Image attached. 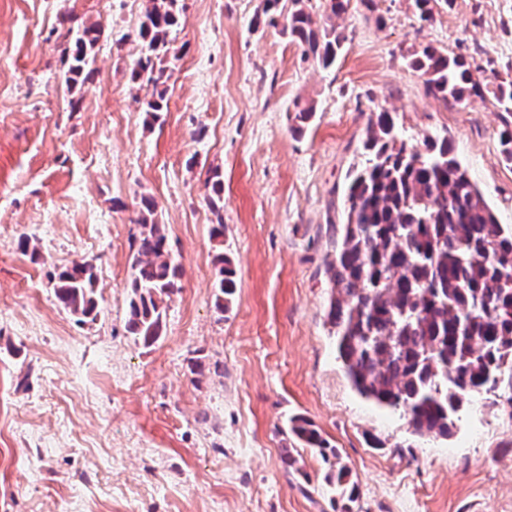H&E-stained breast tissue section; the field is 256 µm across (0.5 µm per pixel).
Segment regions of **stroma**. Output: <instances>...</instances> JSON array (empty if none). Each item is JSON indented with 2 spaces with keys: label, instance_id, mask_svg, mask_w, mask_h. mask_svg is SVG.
Returning <instances> with one entry per match:
<instances>
[{
  "label": "stroma",
  "instance_id": "stroma-1",
  "mask_svg": "<svg viewBox=\"0 0 512 512\" xmlns=\"http://www.w3.org/2000/svg\"><path fill=\"white\" fill-rule=\"evenodd\" d=\"M181 3L168 110L155 119L153 87L129 80L146 0H0V512H342L328 464L291 436L294 416L348 468L352 512H512V421L480 399L452 437L412 434L352 388L327 320L345 174L372 113L391 112L407 145L448 139L512 225L504 114L489 89L512 74V0H439L428 22L409 0L373 11L351 0L328 69L255 25L261 0ZM82 23L104 33L71 87L58 33ZM427 45L465 57L487 91L465 105L427 94L409 65ZM299 106L315 115L296 134ZM146 197L181 267L149 346L126 329ZM220 251L238 274L225 312ZM81 259L98 302L83 324L52 280Z\"/></svg>",
  "mask_w": 512,
  "mask_h": 512
}]
</instances>
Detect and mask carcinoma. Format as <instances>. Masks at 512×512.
Returning <instances> with one entry per match:
<instances>
[{
  "mask_svg": "<svg viewBox=\"0 0 512 512\" xmlns=\"http://www.w3.org/2000/svg\"><path fill=\"white\" fill-rule=\"evenodd\" d=\"M180 0H148L138 37L140 54L130 69L134 84L164 85L171 77L169 34L178 25ZM350 0H323L315 19L305 0H263L256 23L278 30L323 68L334 64L345 38L336 18ZM101 31L69 27L65 82L73 85L94 63ZM429 93L462 104L483 84L461 56L431 46L411 60ZM500 111L512 114V77L494 82ZM368 158L348 170L347 224L330 264L334 288L328 322L353 387L364 397L406 417L418 436L453 435L458 412L475 395L502 405L512 420V226L498 220L478 187L451 155L448 141L429 138L408 147L391 113L371 116ZM143 212L127 331L146 345L162 335L165 300L177 291L180 267L154 218ZM216 307L229 309L237 288L232 260L215 257ZM96 273L86 260L57 275L58 302L79 323L95 320ZM289 431L328 458V443L303 417Z\"/></svg>",
  "mask_w": 512,
  "mask_h": 512,
  "instance_id": "obj_1",
  "label": "carcinoma"
}]
</instances>
